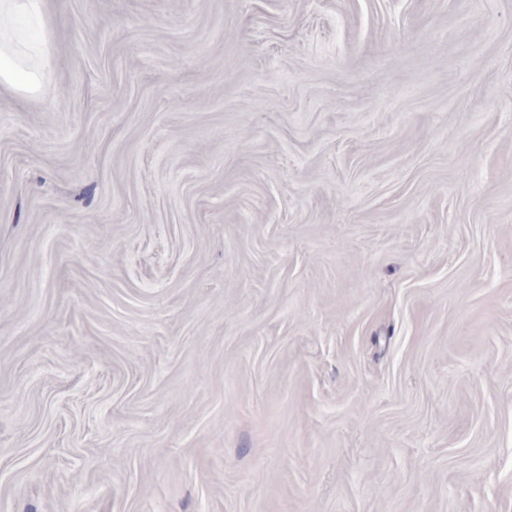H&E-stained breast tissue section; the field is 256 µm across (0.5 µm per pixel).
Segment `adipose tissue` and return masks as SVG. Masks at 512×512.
Here are the masks:
<instances>
[{
	"instance_id": "1",
	"label": "adipose tissue",
	"mask_w": 512,
	"mask_h": 512,
	"mask_svg": "<svg viewBox=\"0 0 512 512\" xmlns=\"http://www.w3.org/2000/svg\"><path fill=\"white\" fill-rule=\"evenodd\" d=\"M47 0H0V89L37 96L51 71Z\"/></svg>"
}]
</instances>
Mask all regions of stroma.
I'll return each instance as SVG.
<instances>
[{
    "label": "stroma",
    "mask_w": 512,
    "mask_h": 512,
    "mask_svg": "<svg viewBox=\"0 0 512 512\" xmlns=\"http://www.w3.org/2000/svg\"><path fill=\"white\" fill-rule=\"evenodd\" d=\"M48 5L0 512H512V0Z\"/></svg>",
    "instance_id": "35a3bbf8"
}]
</instances>
